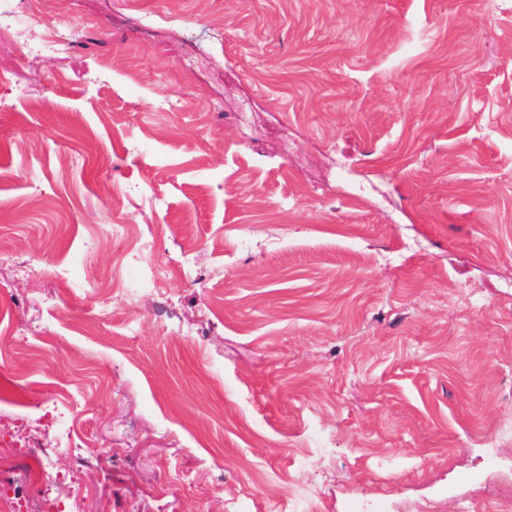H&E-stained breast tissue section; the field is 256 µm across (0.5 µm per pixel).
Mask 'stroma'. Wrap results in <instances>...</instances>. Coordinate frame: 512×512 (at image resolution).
Listing matches in <instances>:
<instances>
[{"mask_svg": "<svg viewBox=\"0 0 512 512\" xmlns=\"http://www.w3.org/2000/svg\"><path fill=\"white\" fill-rule=\"evenodd\" d=\"M44 10L50 59L0 16V422L82 454L0 446L49 448L29 512H512V0ZM40 44L44 46L49 57L66 52L72 43L73 33L56 25L43 24Z\"/></svg>", "mask_w": 512, "mask_h": 512, "instance_id": "stroma-1", "label": "stroma"}]
</instances>
